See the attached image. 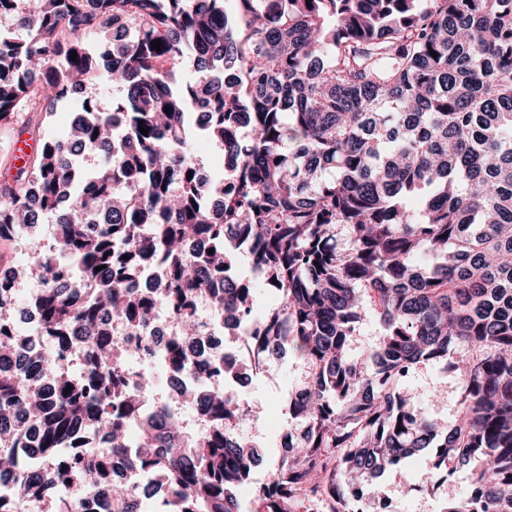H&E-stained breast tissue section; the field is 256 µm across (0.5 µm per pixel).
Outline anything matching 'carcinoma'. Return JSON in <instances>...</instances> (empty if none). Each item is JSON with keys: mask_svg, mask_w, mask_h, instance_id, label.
I'll return each instance as SVG.
<instances>
[{"mask_svg": "<svg viewBox=\"0 0 512 512\" xmlns=\"http://www.w3.org/2000/svg\"><path fill=\"white\" fill-rule=\"evenodd\" d=\"M1 15L15 34L0 36V122L23 112L39 123L58 103L81 113L4 172L0 242L53 218L54 248H35L17 275L46 284L37 302L50 334L80 330L87 371L44 395L40 376L64 357L5 333L14 309L0 306V363L24 358L0 370V441L21 432L18 411L40 426L45 457L79 425L100 437L96 458L66 469L80 490L98 486L108 454L152 477L112 484V512H138L158 486L163 512H241L237 489L261 461L234 432L249 408L217 391L212 429L190 434L166 400L143 409L155 377L144 370L130 387L137 354L103 339L101 311L145 341L164 306L184 336L241 326L263 352L309 365L287 399L306 431L285 433L288 457L251 512H302L320 489L330 512H359L386 470L426 448L451 473L474 465L446 512H512V0H0ZM90 83L114 88L112 111L69 98ZM199 134L221 174L193 156ZM67 144L99 151L93 169ZM201 229L213 253L192 256ZM55 248L69 291L54 286ZM427 252L443 261L421 263ZM238 253L252 278L230 273ZM144 259L166 272L150 296L130 286ZM260 288L276 301L254 319ZM366 304L383 332L355 359ZM167 359L176 375L189 369L178 342ZM440 362L461 388L450 428L404 390L419 365ZM19 489L39 512L25 472Z\"/></svg>", "mask_w": 512, "mask_h": 512, "instance_id": "obj_1", "label": "carcinoma"}]
</instances>
